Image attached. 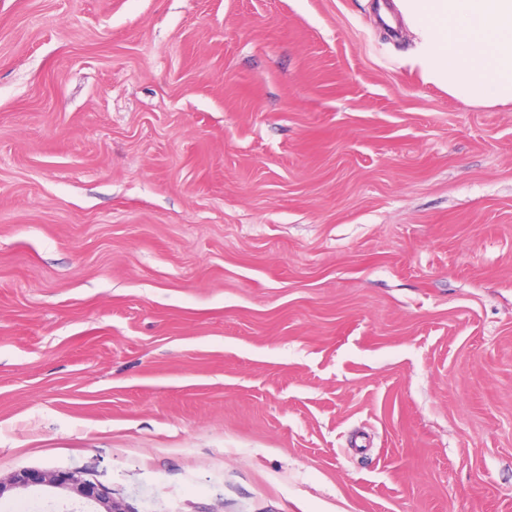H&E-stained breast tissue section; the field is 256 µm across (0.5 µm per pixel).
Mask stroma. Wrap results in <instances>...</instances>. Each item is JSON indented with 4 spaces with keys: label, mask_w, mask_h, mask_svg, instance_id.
I'll return each instance as SVG.
<instances>
[{
    "label": "stroma",
    "mask_w": 512,
    "mask_h": 512,
    "mask_svg": "<svg viewBox=\"0 0 512 512\" xmlns=\"http://www.w3.org/2000/svg\"><path fill=\"white\" fill-rule=\"evenodd\" d=\"M375 2L0 0L1 481L512 512V108ZM32 484L66 488L82 498L96 500L106 505V511L108 512H126L117 502L112 501V504L108 505L107 498L100 493L94 484L73 472L21 471L11 478L9 484L0 481V496L11 488L25 487Z\"/></svg>",
    "instance_id": "1"
}]
</instances>
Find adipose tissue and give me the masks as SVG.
<instances>
[{
    "label": "adipose tissue",
    "mask_w": 512,
    "mask_h": 512,
    "mask_svg": "<svg viewBox=\"0 0 512 512\" xmlns=\"http://www.w3.org/2000/svg\"><path fill=\"white\" fill-rule=\"evenodd\" d=\"M412 60L450 96L512 105V0H395Z\"/></svg>",
    "instance_id": "obj_1"
}]
</instances>
